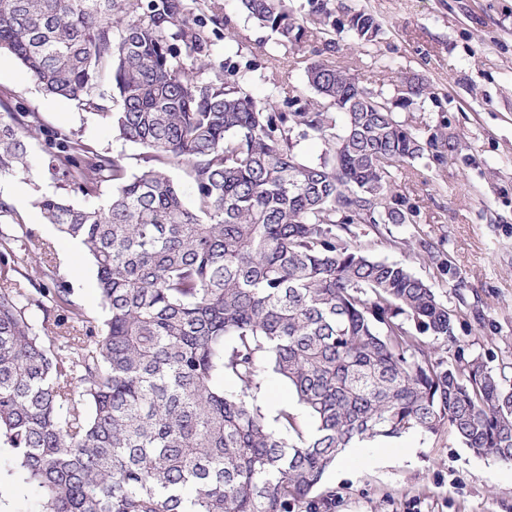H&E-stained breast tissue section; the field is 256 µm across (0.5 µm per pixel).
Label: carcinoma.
Returning a JSON list of instances; mask_svg holds the SVG:
<instances>
[{
	"instance_id": "carcinoma-1",
	"label": "carcinoma",
	"mask_w": 512,
	"mask_h": 512,
	"mask_svg": "<svg viewBox=\"0 0 512 512\" xmlns=\"http://www.w3.org/2000/svg\"><path fill=\"white\" fill-rule=\"evenodd\" d=\"M239 0L283 46L360 43L382 27L335 0ZM184 0H0V50L53 96L82 102L148 150L130 175L116 156L54 133V168L104 202L33 201L84 246L109 313L100 329L49 288V261L0 233V449L43 489L37 512H295L346 448L449 427L470 450L512 462V384L456 348L455 315L400 263L352 243L355 224H415L398 192L414 160L457 143L397 119L432 94L408 79L387 98L332 58L306 67L315 97L254 99ZM212 71L210 77L204 76ZM34 112L0 103V177L28 169ZM320 140L314 160L298 139ZM182 168L188 207L167 175ZM439 275L438 247L420 241ZM20 272L30 287L12 283ZM44 314L41 327L32 309ZM272 373L295 409L259 403ZM219 376L237 385L226 391Z\"/></svg>"
}]
</instances>
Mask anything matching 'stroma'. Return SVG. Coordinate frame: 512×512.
Listing matches in <instances>:
<instances>
[{"label": "stroma", "instance_id": "1", "mask_svg": "<svg viewBox=\"0 0 512 512\" xmlns=\"http://www.w3.org/2000/svg\"><path fill=\"white\" fill-rule=\"evenodd\" d=\"M374 14L382 33L369 45L337 34L335 59L357 70L368 88L393 96L401 77L427 80L434 97L398 111L420 132L446 126L458 144L447 165L423 159L406 168L401 193L420 207L415 224L391 226L392 238L434 242L454 274L378 238L359 225L371 255L399 262L436 288L456 314V336L467 355L512 376V0H345ZM213 40L212 60L232 59L256 99L309 95L305 67L310 47L279 45L275 35L239 8L237 0H207L202 17ZM236 37L224 39L225 26ZM0 99L38 113L45 128L29 140L27 171L0 178V230L23 223L32 232V257L50 253L55 279L94 323L106 317L97 271L85 253H72L71 237L47 223L33 201L56 196L74 204L72 191L51 166L48 131L62 129L89 148L121 156L128 173L145 165V150L119 139L79 102L45 94L11 55L0 51ZM464 287H456V279ZM324 487L335 490L328 512H512V462L474 455L448 429L413 432L386 443H365L330 470ZM37 484L24 481L13 456L0 451V512H36Z\"/></svg>", "mask_w": 512, "mask_h": 512}]
</instances>
